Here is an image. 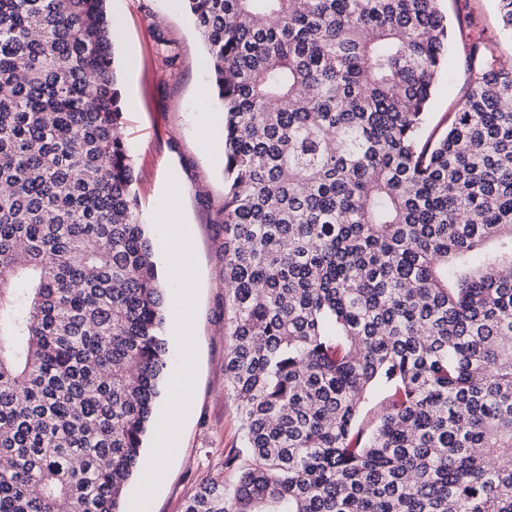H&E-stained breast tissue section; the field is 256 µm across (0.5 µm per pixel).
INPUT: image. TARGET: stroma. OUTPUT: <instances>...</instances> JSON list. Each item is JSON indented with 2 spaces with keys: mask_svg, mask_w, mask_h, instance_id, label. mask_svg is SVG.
<instances>
[{
  "mask_svg": "<svg viewBox=\"0 0 512 512\" xmlns=\"http://www.w3.org/2000/svg\"><path fill=\"white\" fill-rule=\"evenodd\" d=\"M106 6L119 22L114 55L122 136L133 160L142 221L155 226L159 211L175 209L177 225L154 237L156 259L164 261L169 237L183 229L189 236L186 258L195 268L187 324L193 352L184 351L175 329L166 331L169 371L189 378L187 406L174 410L170 396L161 395L144 460L152 462L164 422L178 430V452L151 491H143L144 473L136 471L123 502L138 503L140 512H184L202 482L233 480L224 458L240 443L236 404L224 390L228 338L217 256L223 236L224 115L202 65V39L183 0H107ZM441 8L456 37L428 113L424 133L432 137L445 132L473 85L464 41L482 42L488 57L512 67V32L501 25L497 0H442Z\"/></svg>",
  "mask_w": 512,
  "mask_h": 512,
  "instance_id": "obj_1",
  "label": "stroma"
}]
</instances>
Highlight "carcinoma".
<instances>
[{
    "mask_svg": "<svg viewBox=\"0 0 512 512\" xmlns=\"http://www.w3.org/2000/svg\"><path fill=\"white\" fill-rule=\"evenodd\" d=\"M184 2L241 430L184 512H512V68L425 140L439 0ZM116 31L106 0H0V512H121L162 391Z\"/></svg>",
    "mask_w": 512,
    "mask_h": 512,
    "instance_id": "obj_1",
    "label": "carcinoma"
}]
</instances>
